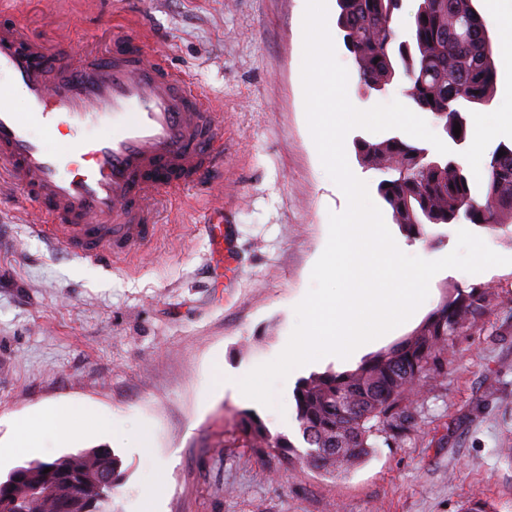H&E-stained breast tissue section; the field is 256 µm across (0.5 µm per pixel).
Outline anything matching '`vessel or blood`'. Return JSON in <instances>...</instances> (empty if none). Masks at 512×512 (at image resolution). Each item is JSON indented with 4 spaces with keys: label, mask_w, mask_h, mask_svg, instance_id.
<instances>
[{
    "label": "vessel or blood",
    "mask_w": 512,
    "mask_h": 512,
    "mask_svg": "<svg viewBox=\"0 0 512 512\" xmlns=\"http://www.w3.org/2000/svg\"><path fill=\"white\" fill-rule=\"evenodd\" d=\"M147 55L144 36L129 27L112 53L78 57L0 24V74L10 79L0 90V178L37 204V235L103 267L151 239L161 194L224 174L222 113ZM16 92L25 111L12 106ZM83 126L101 133L75 140L69 154L44 142Z\"/></svg>",
    "instance_id": "obj_1"
}]
</instances>
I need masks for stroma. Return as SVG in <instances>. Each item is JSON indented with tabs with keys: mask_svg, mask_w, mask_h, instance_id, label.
Returning <instances> with one entry per match:
<instances>
[{
	"mask_svg": "<svg viewBox=\"0 0 512 512\" xmlns=\"http://www.w3.org/2000/svg\"><path fill=\"white\" fill-rule=\"evenodd\" d=\"M306 0H17L9 19L76 55L111 53L112 26L132 21L150 37V54L188 74L224 114V178L185 187L155 205L156 230L111 271L35 236L37 207L21 194L0 196V444L17 417L82 404L111 432L70 451L105 447L122 460L117 512H461L472 496L512 512V264L459 273L484 286L492 305L462 329L448 373L410 413L403 441L373 449L357 466L328 475L270 468L250 448L240 420L259 416L271 434L303 440L284 425L279 392L263 406L232 389L225 373L270 362L296 324L295 307L312 287L330 213L347 199L325 171L310 134L302 85ZM336 56L358 109L403 100L400 87L366 94L338 25ZM512 92L497 83L478 108L497 134L453 148L467 170L484 168L499 143H512L503 113ZM474 184H481L475 176ZM223 216L235 240L213 253L199 225ZM389 230L407 254L444 257L457 225L412 238ZM151 433V445L133 436ZM163 490L143 494L149 476Z\"/></svg>",
	"mask_w": 512,
	"mask_h": 512,
	"instance_id": "1",
	"label": "stroma"
}]
</instances>
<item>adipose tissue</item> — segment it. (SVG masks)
Instances as JSON below:
<instances>
[{"label": "adipose tissue", "instance_id": "ef3b65f1", "mask_svg": "<svg viewBox=\"0 0 512 512\" xmlns=\"http://www.w3.org/2000/svg\"><path fill=\"white\" fill-rule=\"evenodd\" d=\"M72 416L80 421L79 428L65 424L59 412L48 409L30 414L20 419L16 426L12 447L0 448V460L30 452L39 453L44 461H52L55 448L69 444L78 432H109L108 422L100 419L89 407L75 406L70 410Z\"/></svg>", "mask_w": 512, "mask_h": 512}]
</instances>
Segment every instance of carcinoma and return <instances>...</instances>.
I'll return each mask as SVG.
<instances>
[{"mask_svg":"<svg viewBox=\"0 0 512 512\" xmlns=\"http://www.w3.org/2000/svg\"><path fill=\"white\" fill-rule=\"evenodd\" d=\"M402 2L337 0L338 23L360 84L369 93H382L404 83L414 110L432 114L447 137L462 144L468 137L467 113L491 102L496 91L487 21L473 0H415L411 41L397 45L392 23ZM355 148L361 165L383 175L377 191L394 223L414 236L423 235L427 225L512 224V145L500 143L489 153L478 192L453 155L431 166L427 149L405 134L360 138ZM500 151L505 155L498 156ZM491 303L484 287L449 285L437 308L400 343L353 369L301 379L294 399L305 450L284 435H271L253 413L241 420L244 432L254 448L270 450L268 456L281 467L332 474L354 465L378 439L396 441L411 429L410 405L446 375L455 336ZM106 472L112 485L102 487L99 479ZM123 478L121 459L108 448L27 462L0 480V512H74L79 500L86 512H115L113 494Z\"/></svg>","mask_w":512,"mask_h":512,"instance_id":"carcinoma-1","label":"carcinoma"}]
</instances>
